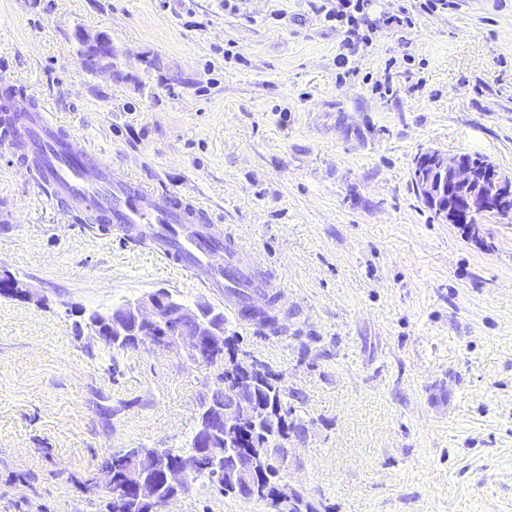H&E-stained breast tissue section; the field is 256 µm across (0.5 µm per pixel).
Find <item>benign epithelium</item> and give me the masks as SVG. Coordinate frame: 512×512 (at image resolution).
Listing matches in <instances>:
<instances>
[{"label":"benign epithelium","mask_w":512,"mask_h":512,"mask_svg":"<svg viewBox=\"0 0 512 512\" xmlns=\"http://www.w3.org/2000/svg\"><path fill=\"white\" fill-rule=\"evenodd\" d=\"M74 39L79 46L81 63L99 72L110 71L112 38L107 32L91 33L78 29ZM423 161L437 165L440 176L433 181L418 172L415 188L434 207L448 208L451 194L472 208L493 201L494 194L490 192L468 191L475 175L460 156L448 157L438 151H427ZM80 317L81 322L77 323L79 334H87L102 345L110 341L111 334L103 320L83 312ZM111 320L116 335L130 337L127 347L131 349L149 344L202 363L208 356L218 359L223 353L219 336L224 334V325L220 324L219 311L206 303L193 307L175 306L170 302V294L162 290L123 304L111 313ZM239 365V375L233 382L224 381L221 371L213 370V388L200 404L201 424L190 451L177 453L172 448L154 449L153 462L161 471L166 491L150 494L144 490L140 466L134 464L135 457L128 450H123L130 463L124 476L125 485L139 490L143 502L148 505L147 512H163L171 500L187 494L189 474L205 463L214 472L227 476L226 486L238 498L250 500L254 496L252 473L269 463L267 451L263 448H234L225 454L213 451V444L223 439L231 426L264 418V408L252 396L254 359L244 353Z\"/></svg>","instance_id":"obj_1"}]
</instances>
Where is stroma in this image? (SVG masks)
<instances>
[{
  "mask_svg": "<svg viewBox=\"0 0 512 512\" xmlns=\"http://www.w3.org/2000/svg\"><path fill=\"white\" fill-rule=\"evenodd\" d=\"M457 3L383 30L341 81L344 35L311 0H0L15 96L267 261L280 332L224 328L288 388L284 479L319 512H512V224L475 244L411 184L428 150L512 177V0ZM79 27L111 35L117 75L79 62ZM0 273L33 292L0 294V512H100L84 483L104 458L183 446L211 379L76 336L77 311L224 303L66 216L17 153L0 152ZM167 512L271 510L200 482Z\"/></svg>",
  "mask_w": 512,
  "mask_h": 512,
  "instance_id": "35a3bbf8",
  "label": "stroma"
}]
</instances>
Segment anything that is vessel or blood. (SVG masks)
I'll return each mask as SVG.
<instances>
[{
  "mask_svg": "<svg viewBox=\"0 0 512 512\" xmlns=\"http://www.w3.org/2000/svg\"><path fill=\"white\" fill-rule=\"evenodd\" d=\"M13 142L28 150L29 171L72 217L107 220L129 243L150 248L163 264L182 269L202 287L223 290L224 303L234 313L242 311L241 289L273 297L276 285L260 275V256L217 227L190 197L111 166L98 153L77 147L47 113L24 105L14 110Z\"/></svg>",
  "mask_w": 512,
  "mask_h": 512,
  "instance_id": "b4317fda",
  "label": "vessel or blood"
}]
</instances>
